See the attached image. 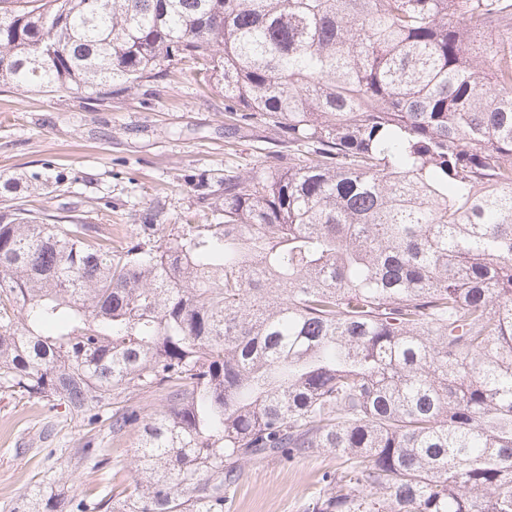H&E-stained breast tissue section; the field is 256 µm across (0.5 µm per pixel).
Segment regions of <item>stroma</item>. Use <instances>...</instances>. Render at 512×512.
Wrapping results in <instances>:
<instances>
[{"mask_svg": "<svg viewBox=\"0 0 512 512\" xmlns=\"http://www.w3.org/2000/svg\"><path fill=\"white\" fill-rule=\"evenodd\" d=\"M274 148L265 127L228 128L223 91L201 84L184 63L109 102L0 86V180L17 182L29 208L89 217L111 225L117 239L157 204L164 223H180L190 211L197 223H209L196 209L192 178L251 171ZM138 439L137 432L115 437L65 408L0 392V512L35 483L61 482L77 497L132 487ZM88 440L110 466L80 462ZM339 467L328 450L292 465L245 462L224 492V512H306L322 474Z\"/></svg>", "mask_w": 512, "mask_h": 512, "instance_id": "1", "label": "stroma"}]
</instances>
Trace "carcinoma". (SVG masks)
I'll use <instances>...</instances> for the list:
<instances>
[{"instance_id":"obj_1","label":"carcinoma","mask_w":512,"mask_h":512,"mask_svg":"<svg viewBox=\"0 0 512 512\" xmlns=\"http://www.w3.org/2000/svg\"><path fill=\"white\" fill-rule=\"evenodd\" d=\"M182 61L288 165L118 242L0 212V391L139 433L133 491L11 512H224L235 464L321 450L308 512H512V0H0L3 85Z\"/></svg>"}]
</instances>
